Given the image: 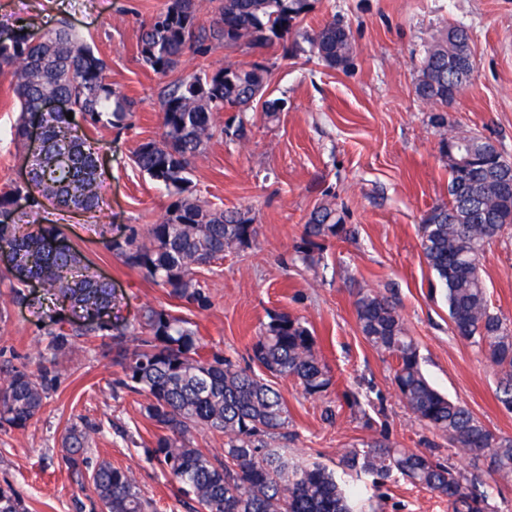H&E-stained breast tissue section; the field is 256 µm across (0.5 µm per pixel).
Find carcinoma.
<instances>
[{"label":"carcinoma","instance_id":"obj_1","mask_svg":"<svg viewBox=\"0 0 512 512\" xmlns=\"http://www.w3.org/2000/svg\"><path fill=\"white\" fill-rule=\"evenodd\" d=\"M311 0H222L208 28L196 22L195 0H169L167 7L142 24L141 59L161 76L173 71L186 55L202 56L207 42L265 47L299 28L312 11ZM311 53L329 68H348L354 45L350 30L336 19L305 33ZM470 35L450 28L424 51L415 84L417 98L428 105L456 97L472 70ZM15 78L22 119L15 138L28 142V116L48 94L68 101L89 126L123 128L135 102L104 82L105 62L86 40L62 21L42 37L23 30L0 32V71ZM269 70L262 64L203 70L188 79L166 84L159 95V132L139 144L136 167L163 184L175 200L167 217L152 225L148 237L136 230L122 242L107 239L124 262L169 295L197 310L211 306L210 295L195 279L197 269L226 253L251 246L257 231L238 210L207 208L193 193L190 164L213 137L215 112H242L262 102L267 119L276 117L281 100L263 99ZM473 146L441 139L442 148L465 154L464 166L448 165V202L435 207L420 225L424 258L434 271L457 335L477 346L500 374L498 399L512 408V328L491 306L480 261L490 244L512 226V161L494 143L476 134L465 136ZM29 211L43 201L62 208L93 211L100 205L97 158L87 133H78L56 112L45 120L42 145L30 152ZM22 213L0 224V251L19 257L12 273L19 282L33 277L42 296L14 290L13 300L34 307L45 300L66 304L68 327L51 319V358L37 372L13 365L0 377V427L24 429L41 411L56 387L59 358L78 336H102L112 328L102 321L112 309V288L89 272L81 252L59 242L57 228L40 224L20 231ZM355 228L332 203L317 205L305 224L298 258L315 263V252L327 240L353 238ZM355 312L362 335L384 357L396 362L394 385L400 402L414 420L448 439V445L486 463L499 485L512 482V437L498 434L462 405L439 393L423 373L418 345L409 335L401 311L391 297L362 289ZM145 335L120 353L124 379L120 384L147 395L146 412L163 431L152 456L181 483L201 512H353V493L318 461L298 462L273 439L288 428V408L281 393L249 368L219 353H201L199 337L187 321L164 309L149 307L141 316ZM252 359L273 376L299 382L310 396L325 393L331 370L308 327L288 314L269 316L252 346ZM224 435V461L213 462L190 436L197 429ZM69 463L88 464L91 431L69 427ZM338 466L380 480L400 477L448 499V512H491L486 480L454 463L442 462L386 438H372L337 451ZM93 486L105 512H150L134 479L108 462L93 469ZM0 512H27L11 486H0Z\"/></svg>","mask_w":512,"mask_h":512}]
</instances>
